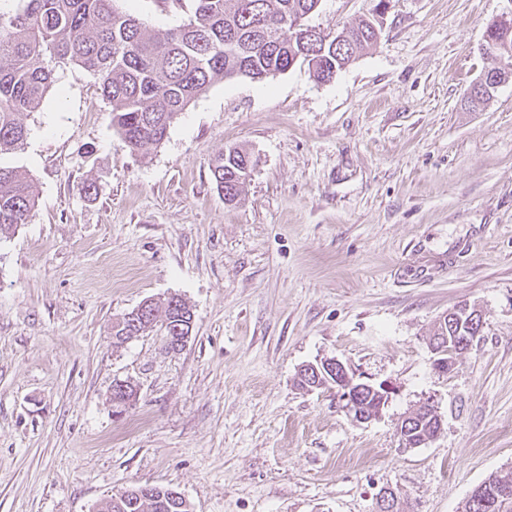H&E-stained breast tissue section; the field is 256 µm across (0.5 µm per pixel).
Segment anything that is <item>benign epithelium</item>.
<instances>
[{
  "label": "benign epithelium",
  "instance_id": "obj_1",
  "mask_svg": "<svg viewBox=\"0 0 512 512\" xmlns=\"http://www.w3.org/2000/svg\"><path fill=\"white\" fill-rule=\"evenodd\" d=\"M483 49L498 57L499 70L484 73L481 77L482 83L497 88L505 84V81L501 80V72L512 69V55L508 53V44L495 42L487 35L484 36ZM190 326H192L190 322L187 323L185 329L179 325L175 328V335L166 337L169 350L175 352L185 347L191 335V331L188 330ZM454 364V349L444 346L434 348L433 368L436 372L445 374L453 368ZM300 375L306 377L313 375L318 379L325 378L326 386L336 391V397L343 402V408L360 423L369 422L379 415L392 390L390 384L385 381L374 384L361 380L349 365L336 358L325 360L318 365H306L300 370ZM364 389L376 391L381 395L377 406L369 408L360 404V392Z\"/></svg>",
  "mask_w": 512,
  "mask_h": 512
}]
</instances>
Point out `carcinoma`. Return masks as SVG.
I'll list each match as a JSON object with an SVG mask.
<instances>
[{
  "label": "carcinoma",
  "mask_w": 512,
  "mask_h": 512,
  "mask_svg": "<svg viewBox=\"0 0 512 512\" xmlns=\"http://www.w3.org/2000/svg\"><path fill=\"white\" fill-rule=\"evenodd\" d=\"M117 0H19L0 8V234L30 222L36 207L35 186L4 157L21 150L27 135L23 117L36 111L53 86L55 65H71L94 76L111 107L112 125L131 151L166 139L178 116L213 84L226 78L261 80L306 65L330 82L377 41L376 21L362 18L346 28L343 46L316 38L289 45L282 21L309 24L321 0H193L188 21L178 27L145 32L141 20L115 6ZM256 165L247 151L233 147L210 166L218 188L235 201ZM187 304L172 296L164 307L151 306L143 330L165 324ZM483 313L466 305L443 317L433 339L462 354L481 332ZM433 407L411 414L406 437L418 444L437 429ZM175 489L131 486L99 504L97 512H192L174 498ZM463 512H512V475L491 476L472 491Z\"/></svg>",
  "instance_id": "1"
}]
</instances>
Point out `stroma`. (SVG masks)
<instances>
[{
    "label": "stroma",
    "instance_id": "stroma-1",
    "mask_svg": "<svg viewBox=\"0 0 512 512\" xmlns=\"http://www.w3.org/2000/svg\"><path fill=\"white\" fill-rule=\"evenodd\" d=\"M376 3L322 0L309 22L334 33ZM120 7L153 32L192 2ZM510 10L389 0L378 42L332 81L298 66L217 82L145 159L97 80L55 69L12 158L35 215L0 237V512H94L134 484L192 512H376L384 487L462 512L512 472V82L464 104ZM230 147L259 164L228 204L210 164ZM173 295L194 315L185 348L158 329L113 345V321ZM465 303L480 336L436 372L430 337ZM329 358L391 384L378 418L300 386ZM118 380L138 389L120 414ZM426 403L438 437L400 447Z\"/></svg>",
    "mask_w": 512,
    "mask_h": 512
}]
</instances>
